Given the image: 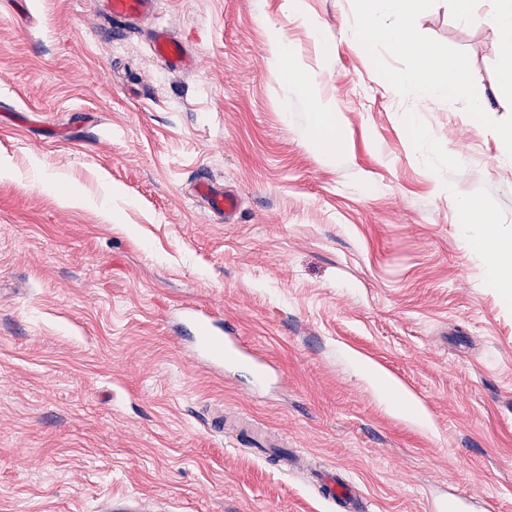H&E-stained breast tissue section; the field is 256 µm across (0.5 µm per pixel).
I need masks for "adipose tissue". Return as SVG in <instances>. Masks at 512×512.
I'll return each mask as SVG.
<instances>
[{
  "label": "adipose tissue",
  "instance_id": "1",
  "mask_svg": "<svg viewBox=\"0 0 512 512\" xmlns=\"http://www.w3.org/2000/svg\"><path fill=\"white\" fill-rule=\"evenodd\" d=\"M432 0H358L363 24L354 30L353 38L360 45L379 40L395 52L409 56L410 67L390 76L393 93L411 90L423 97L445 96L452 102L466 103L468 111L481 112L486 101L474 98V76L466 61L448 55L439 45L422 42L410 22L412 15L429 9ZM477 0H452L455 13L469 24H486L497 32V46L503 61L500 83L512 89V0H494L491 13H480ZM389 17V24H382V17ZM271 53L276 64L291 83L308 96L317 113L334 117L335 107L316 93L314 81L299 67L286 49L282 37H275ZM462 226L481 225L479 236H464L466 245L478 248L485 262L489 282L502 288H512V238L500 235L494 212L484 203L468 198L459 202Z\"/></svg>",
  "mask_w": 512,
  "mask_h": 512
}]
</instances>
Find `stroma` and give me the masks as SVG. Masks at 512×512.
I'll return each instance as SVG.
<instances>
[{
    "mask_svg": "<svg viewBox=\"0 0 512 512\" xmlns=\"http://www.w3.org/2000/svg\"><path fill=\"white\" fill-rule=\"evenodd\" d=\"M156 19L193 71L154 56L149 22L116 31L103 0H0V512H98L124 492L160 512H336L314 466L369 512H512V296L456 206L481 199L512 236L493 28L450 0L412 19L469 61L490 106L471 118L390 92L408 61L351 41L357 0H159ZM277 32L338 130L272 60ZM200 175L240 196L234 217L193 197ZM188 305L272 363L262 390L195 356ZM216 406L281 436L297 468L211 431Z\"/></svg>",
    "mask_w": 512,
    "mask_h": 512,
    "instance_id": "obj_1",
    "label": "stroma"
}]
</instances>
